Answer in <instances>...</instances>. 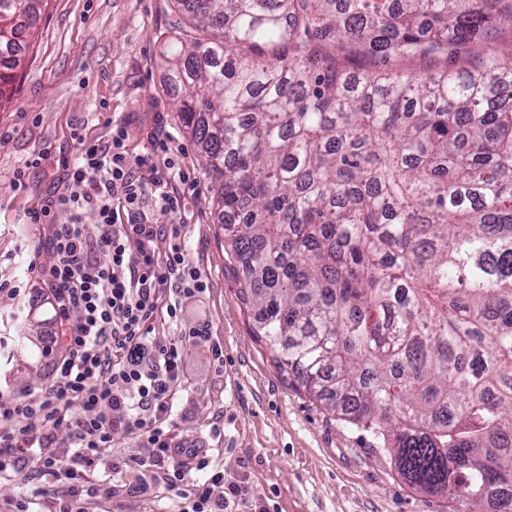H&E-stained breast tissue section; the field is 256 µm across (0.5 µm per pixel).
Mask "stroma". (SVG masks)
<instances>
[{"label": "stroma", "instance_id": "1", "mask_svg": "<svg viewBox=\"0 0 512 512\" xmlns=\"http://www.w3.org/2000/svg\"><path fill=\"white\" fill-rule=\"evenodd\" d=\"M168 0H47L36 36L15 81L0 96V313L15 317L0 333V401L12 402L46 380L45 350L54 328L29 336L32 305L55 310L38 270L49 265L52 227L29 212L60 188L58 162L75 155V135L107 141L113 125L129 133L128 161L138 168L148 134L164 133L197 184L186 194L188 255L208 284L187 300V320L224 350L215 372L204 347L186 355V380L169 420L174 442L206 449L213 466L245 488V512H460L450 497L404 484L388 453L370 433L330 413L278 370L254 336L256 316L238 297V275L224 251L215 208L216 181L186 135L167 86L163 44L172 36ZM25 190L13 173L38 152ZM21 295H13L15 285ZM146 450L123 429L88 477L111 497L86 499V512H176L179 500L163 482L141 490L137 460ZM70 484L44 475L33 463L0 476V512L27 502L30 512H57Z\"/></svg>", "mask_w": 512, "mask_h": 512}]
</instances>
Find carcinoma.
Masks as SVG:
<instances>
[{"instance_id":"1","label":"carcinoma","mask_w":512,"mask_h":512,"mask_svg":"<svg viewBox=\"0 0 512 512\" xmlns=\"http://www.w3.org/2000/svg\"><path fill=\"white\" fill-rule=\"evenodd\" d=\"M162 56L280 372L512 512V0H171ZM46 0H0V86Z\"/></svg>"}]
</instances>
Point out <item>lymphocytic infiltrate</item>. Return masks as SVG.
<instances>
[{
	"label": "lymphocytic infiltrate",
	"instance_id": "1",
	"mask_svg": "<svg viewBox=\"0 0 512 512\" xmlns=\"http://www.w3.org/2000/svg\"><path fill=\"white\" fill-rule=\"evenodd\" d=\"M127 140L120 124L103 143L76 136V153L63 162L62 191L30 214L34 224L67 216L53 224V260L42 271L57 305L56 352L46 384L0 402V474L34 462L45 474L71 481L59 512H85L83 483L121 428L145 441L142 479L163 480L179 497V512H233L242 496L238 482L213 468L203 449L174 443L167 431L185 378V350L207 338L193 330L157 341L151 323L162 308L170 323L180 324L184 298L207 284L188 259L184 196L156 165L171 152L168 140L152 141L141 159L143 176L128 165ZM91 169L98 179L87 180ZM116 200L121 209L113 208ZM149 200L170 223L150 218ZM88 211L95 223H84ZM60 427L69 433L64 451L53 438Z\"/></svg>",
	"mask_w": 512,
	"mask_h": 512
}]
</instances>
